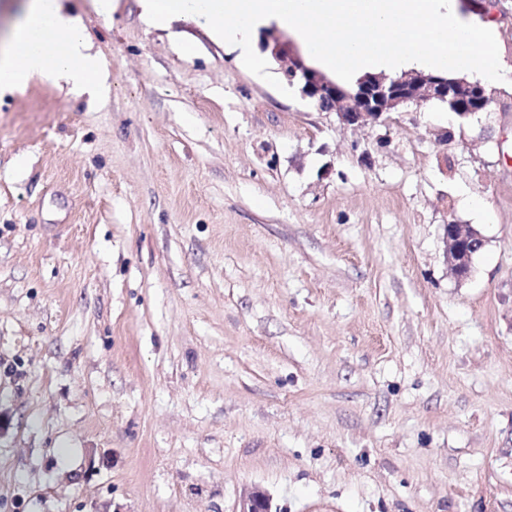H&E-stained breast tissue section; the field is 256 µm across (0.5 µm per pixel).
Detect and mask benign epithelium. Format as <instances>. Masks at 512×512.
<instances>
[{"instance_id": "benign-epithelium-1", "label": "benign epithelium", "mask_w": 512, "mask_h": 512, "mask_svg": "<svg viewBox=\"0 0 512 512\" xmlns=\"http://www.w3.org/2000/svg\"><path fill=\"white\" fill-rule=\"evenodd\" d=\"M260 48L280 64L289 84L297 87L303 97L316 102L320 110L336 113L344 126L385 123L399 108L427 100L445 103L461 117L486 112L491 103L490 94L478 82L418 72L398 77L366 76L355 88L348 89L306 65L291 42L282 36L266 35ZM445 245L449 271L463 280L471 255L484 246V238L470 224L450 222ZM238 512H271L269 499L258 489L250 490L243 495Z\"/></svg>"}]
</instances>
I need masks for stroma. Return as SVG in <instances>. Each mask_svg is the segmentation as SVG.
<instances>
[{
  "mask_svg": "<svg viewBox=\"0 0 512 512\" xmlns=\"http://www.w3.org/2000/svg\"><path fill=\"white\" fill-rule=\"evenodd\" d=\"M457 4L511 67L512 0ZM64 5L109 91L0 96V512H512V88L347 128L196 15ZM445 237L448 269L457 280L466 279V268L473 252L484 246V238L470 224L448 222Z\"/></svg>",
  "mask_w": 512,
  "mask_h": 512,
  "instance_id": "obj_1",
  "label": "stroma"
}]
</instances>
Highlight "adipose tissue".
I'll return each instance as SVG.
<instances>
[{
  "label": "adipose tissue",
  "mask_w": 512,
  "mask_h": 512,
  "mask_svg": "<svg viewBox=\"0 0 512 512\" xmlns=\"http://www.w3.org/2000/svg\"><path fill=\"white\" fill-rule=\"evenodd\" d=\"M107 78L104 61L90 54L82 26L62 0H24L0 45V91L21 92L37 79L99 95Z\"/></svg>",
  "instance_id": "adipose-tissue-1"
}]
</instances>
